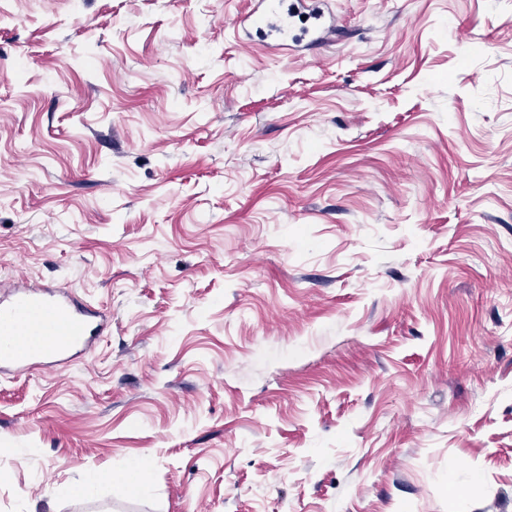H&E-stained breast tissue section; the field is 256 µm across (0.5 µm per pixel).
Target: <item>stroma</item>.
Here are the masks:
<instances>
[{
  "mask_svg": "<svg viewBox=\"0 0 512 512\" xmlns=\"http://www.w3.org/2000/svg\"><path fill=\"white\" fill-rule=\"evenodd\" d=\"M256 3L0 0V292L107 317L0 375V512H512V0ZM261 4L262 10L250 22L248 41L253 46L262 47L274 42L283 49H288L292 44L322 47L335 35L333 25L319 6L309 7L305 1L295 0H262ZM301 11L312 13L315 21L293 34L291 18Z\"/></svg>",
  "mask_w": 512,
  "mask_h": 512,
  "instance_id": "1",
  "label": "stroma"
}]
</instances>
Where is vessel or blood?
Listing matches in <instances>:
<instances>
[{
  "instance_id": "obj_1",
  "label": "vessel or blood",
  "mask_w": 512,
  "mask_h": 512,
  "mask_svg": "<svg viewBox=\"0 0 512 512\" xmlns=\"http://www.w3.org/2000/svg\"><path fill=\"white\" fill-rule=\"evenodd\" d=\"M262 4L250 22L251 45L321 47L334 34L324 10L307 7L305 0H262ZM103 330L104 319L91 304L64 291L17 280L14 293L0 298V371L23 374L36 366L68 364Z\"/></svg>"
}]
</instances>
